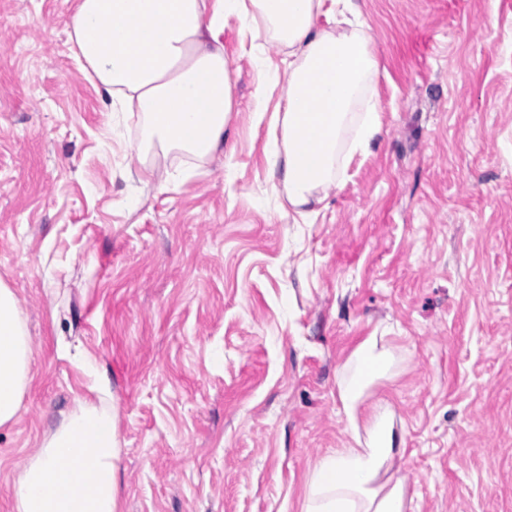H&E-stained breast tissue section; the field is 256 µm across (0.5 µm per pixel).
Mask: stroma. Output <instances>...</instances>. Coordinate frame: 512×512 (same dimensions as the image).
Listing matches in <instances>:
<instances>
[{"label": "stroma", "instance_id": "1", "mask_svg": "<svg viewBox=\"0 0 512 512\" xmlns=\"http://www.w3.org/2000/svg\"><path fill=\"white\" fill-rule=\"evenodd\" d=\"M382 132L293 220L269 159L284 49L224 0V144L138 181L136 118L72 53V0H0V283L32 351L0 512L84 398L113 408L123 512H300L355 444L340 370L396 363L413 512H512V0H359Z\"/></svg>", "mask_w": 512, "mask_h": 512}]
</instances>
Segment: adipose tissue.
<instances>
[{
    "instance_id": "obj_1",
    "label": "adipose tissue",
    "mask_w": 512,
    "mask_h": 512,
    "mask_svg": "<svg viewBox=\"0 0 512 512\" xmlns=\"http://www.w3.org/2000/svg\"><path fill=\"white\" fill-rule=\"evenodd\" d=\"M228 2L249 29L287 51L282 146L270 164L289 204L301 209L331 184L343 148L366 149L381 132L368 94L378 67L372 38L355 0ZM206 10L205 0H78L70 17V41L86 71L113 109L140 124L143 174L155 175L154 156L206 161L224 143L233 83L217 19ZM30 360L17 299L0 284V426L18 416ZM389 365L373 336L343 365L349 421ZM367 431L361 447L332 449L316 462L302 512H406L405 479L388 472L397 453L388 413L376 412ZM118 461L111 412L78 403L17 475L14 512H121Z\"/></svg>"
}]
</instances>
